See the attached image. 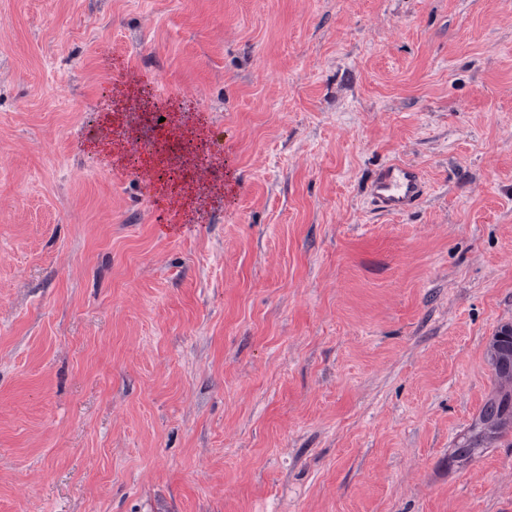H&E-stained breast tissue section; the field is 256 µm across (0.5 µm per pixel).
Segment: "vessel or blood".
<instances>
[{
  "label": "vessel or blood",
  "mask_w": 512,
  "mask_h": 512,
  "mask_svg": "<svg viewBox=\"0 0 512 512\" xmlns=\"http://www.w3.org/2000/svg\"><path fill=\"white\" fill-rule=\"evenodd\" d=\"M368 191L378 208L387 214L413 209L425 191L420 170L409 163L392 162L381 166L371 178Z\"/></svg>",
  "instance_id": "obj_1"
}]
</instances>
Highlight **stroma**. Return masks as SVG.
I'll use <instances>...</instances> for the list:
<instances>
[{
	"mask_svg": "<svg viewBox=\"0 0 512 512\" xmlns=\"http://www.w3.org/2000/svg\"><path fill=\"white\" fill-rule=\"evenodd\" d=\"M131 80L229 199L86 149ZM505 325L503 0H0V512H512V431L448 461ZM184 159H186L184 163H186L188 170L184 183L163 187L161 193L172 208L184 214H193L201 207L204 198L208 195V191L198 186L195 182L192 171L196 165H193V161L190 160L192 159L191 155L185 156ZM369 195L386 214H401L413 209L425 191L420 170L409 163L392 162L381 166L368 185Z\"/></svg>",
	"mask_w": 512,
	"mask_h": 512,
	"instance_id": "35a3bbf8",
	"label": "stroma"
}]
</instances>
